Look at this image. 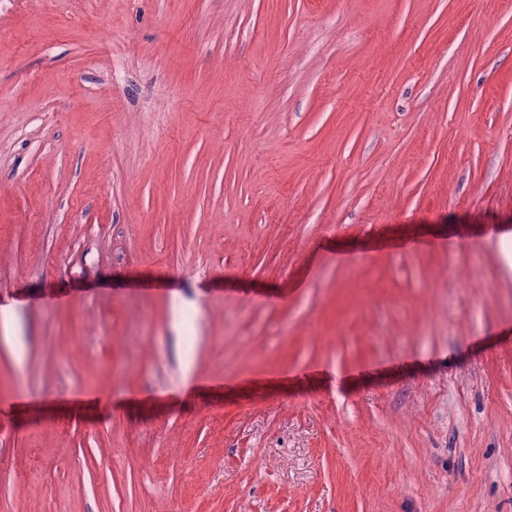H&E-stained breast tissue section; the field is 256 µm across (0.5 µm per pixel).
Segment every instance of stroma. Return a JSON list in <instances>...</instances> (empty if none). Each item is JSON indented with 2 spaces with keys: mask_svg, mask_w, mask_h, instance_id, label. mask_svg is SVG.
Listing matches in <instances>:
<instances>
[{
  "mask_svg": "<svg viewBox=\"0 0 512 512\" xmlns=\"http://www.w3.org/2000/svg\"><path fill=\"white\" fill-rule=\"evenodd\" d=\"M512 0H0V512H512Z\"/></svg>",
  "mask_w": 512,
  "mask_h": 512,
  "instance_id": "1",
  "label": "stroma"
}]
</instances>
